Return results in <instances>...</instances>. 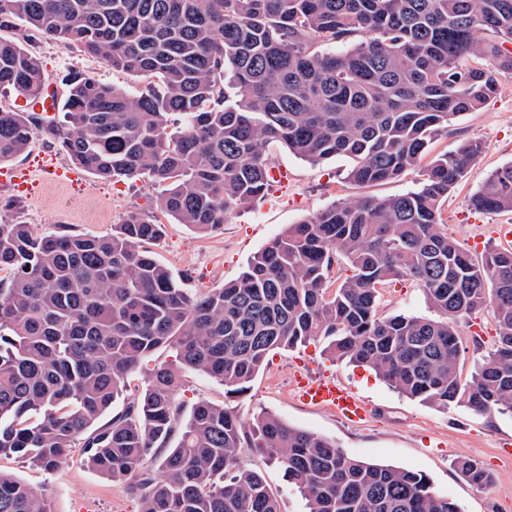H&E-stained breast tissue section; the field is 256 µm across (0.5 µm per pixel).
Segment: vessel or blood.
I'll return each instance as SVG.
<instances>
[{"label":"vessel or blood","mask_w":512,"mask_h":512,"mask_svg":"<svg viewBox=\"0 0 512 512\" xmlns=\"http://www.w3.org/2000/svg\"><path fill=\"white\" fill-rule=\"evenodd\" d=\"M77 177L75 170L54 166L44 155L38 157L36 165L6 175L15 190L28 199L34 198L38 186L71 187L74 186ZM293 388L296 397L305 406L333 410L354 424L368 417V407L352 389L333 378L313 377L306 367H299L295 371Z\"/></svg>","instance_id":"vessel-or-blood-1"}]
</instances>
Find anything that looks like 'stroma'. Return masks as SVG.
<instances>
[{"mask_svg":"<svg viewBox=\"0 0 512 512\" xmlns=\"http://www.w3.org/2000/svg\"><path fill=\"white\" fill-rule=\"evenodd\" d=\"M27 48L42 63L45 85H58L62 71L76 68L127 90L136 88L132 76L106 67L79 49H65L38 36L28 40ZM466 139L482 142L484 154L449 192L443 216L449 235L469 249L477 238L486 245L496 243L497 226L512 225V212H478L470 204L490 174L512 163V77L501 79L497 93L480 110L461 116L448 131L437 134L431 153L451 152ZM270 162L287 173V184L274 185L268 197L242 209L214 233L202 235L187 225L164 222L153 250L190 292L223 287L289 225L334 201L398 195L416 187L420 179L414 170L401 179L363 187L346 179L350 158L339 156L312 164L282 145L272 148ZM84 182L80 190L49 189L40 191L36 199H21L13 216L31 224L39 234L65 226L82 234L106 235L129 210L148 207L154 193L144 182L133 189L90 175ZM379 312L428 316L432 310L423 288L409 280L382 289ZM458 330L463 349L460 372L467 380L476 361L497 339L492 310L476 312L474 320L461 321ZM301 357L315 361L321 373L354 389L373 411L369 422L353 426L331 411L302 407L290 388ZM232 407L244 420L268 413L332 439L349 456L423 473L433 489L453 500L461 512H512V454L502 448L504 441L512 440L510 413L478 415L455 403L445 409L431 407L392 390L372 370L332 360L314 345L272 351L250 391ZM241 455L248 468L263 475L282 512H306L303 495L278 465L250 448ZM460 457L483 464L492 475L491 483L479 487L462 478L455 468ZM0 470L46 494L52 512H139L132 481H115L93 471L78 447L55 471L5 456L0 457Z\"/></svg>","mask_w":512,"mask_h":512,"instance_id":"1","label":"stroma"}]
</instances>
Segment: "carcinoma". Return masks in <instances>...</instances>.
Wrapping results in <instances>:
<instances>
[{"label":"carcinoma","mask_w":512,"mask_h":512,"mask_svg":"<svg viewBox=\"0 0 512 512\" xmlns=\"http://www.w3.org/2000/svg\"><path fill=\"white\" fill-rule=\"evenodd\" d=\"M18 25L143 85L131 94L64 71L63 120L0 109V165L42 131L74 166L147 181L156 195L105 236L37 235L0 218V456L51 471L79 444L88 467L135 481L139 512H281L245 447L284 469L308 512H460L425 475L351 458L269 414L247 424L202 399L183 421L177 393L193 371L233 401L272 350L322 343L430 406L512 412V251L473 257L442 209L483 146L429 157L437 133L512 77V0H0V31ZM0 88L28 99L44 89L19 40L0 39ZM273 142L311 163L349 157L360 186L415 169L421 179L335 203L289 226L237 279L189 295L150 250L162 220L208 234L265 198ZM471 204L512 211V164ZM339 262L350 275L332 292ZM404 280L438 317L378 314L380 289ZM487 306L498 342L464 384L457 327ZM162 347L174 360L99 424ZM455 467L474 485L491 480L470 458ZM0 512L51 509L0 471Z\"/></svg>","instance_id":"carcinoma-1"}]
</instances>
